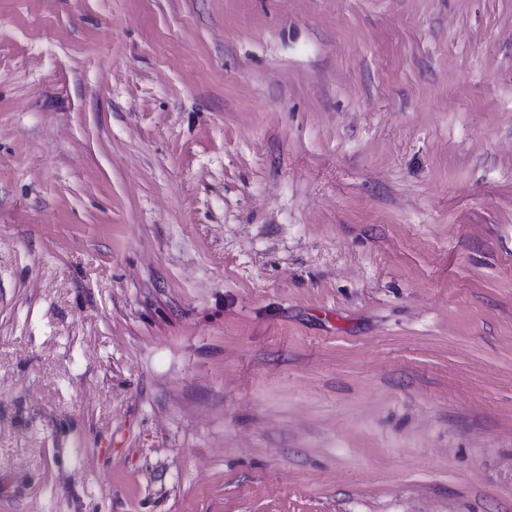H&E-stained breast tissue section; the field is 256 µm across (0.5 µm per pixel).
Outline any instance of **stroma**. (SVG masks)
<instances>
[{
    "label": "stroma",
    "instance_id": "obj_1",
    "mask_svg": "<svg viewBox=\"0 0 512 512\" xmlns=\"http://www.w3.org/2000/svg\"><path fill=\"white\" fill-rule=\"evenodd\" d=\"M0 512H512V0H0Z\"/></svg>",
    "mask_w": 512,
    "mask_h": 512
}]
</instances>
